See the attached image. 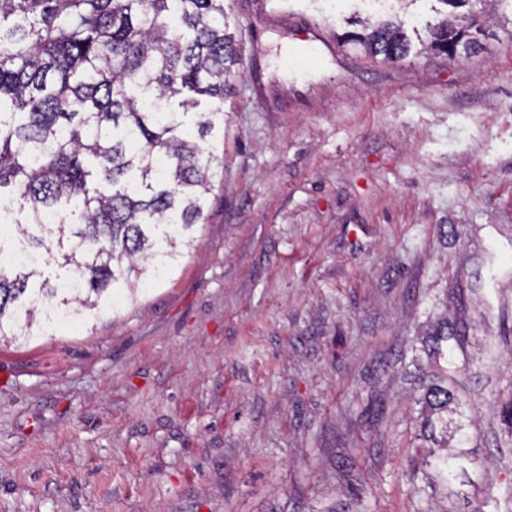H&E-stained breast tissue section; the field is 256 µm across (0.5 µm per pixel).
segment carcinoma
Wrapping results in <instances>:
<instances>
[{"mask_svg":"<svg viewBox=\"0 0 512 512\" xmlns=\"http://www.w3.org/2000/svg\"><path fill=\"white\" fill-rule=\"evenodd\" d=\"M224 2L0 0V223L19 229L0 254L38 257L0 267V341L73 311L77 322L102 316L142 260L154 283L177 266L212 190L224 89L239 64ZM464 37L444 22L429 47L446 54ZM357 41L385 60L410 50L398 19ZM462 344L444 324L428 353L446 358ZM452 400L446 386L423 387L422 429H448L440 413ZM469 464L459 452L435 468L448 480ZM488 507L512 512V490L475 512Z\"/></svg>","mask_w":512,"mask_h":512,"instance_id":"obj_1","label":"carcinoma"}]
</instances>
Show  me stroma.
Listing matches in <instances>:
<instances>
[{
  "mask_svg": "<svg viewBox=\"0 0 512 512\" xmlns=\"http://www.w3.org/2000/svg\"><path fill=\"white\" fill-rule=\"evenodd\" d=\"M231 13L214 189L174 274L0 346V512H472L512 488V0H389L394 62L351 39L369 0ZM442 20L476 47L426 50ZM312 25L335 51L304 72ZM444 320L476 467L425 500ZM462 344L463 335L453 329L448 330L447 322L429 337L428 353L438 359L442 356L447 359L448 353H451L455 347H461ZM454 399L448 386L430 384L423 387L422 392L417 399L420 404V413L422 416V429L427 430L433 435L437 428V422L441 424L440 428L448 433V418L444 420L439 414L448 413V404ZM437 415L436 418L434 416ZM443 430V432H444Z\"/></svg>",
  "mask_w": 512,
  "mask_h": 512,
  "instance_id": "1",
  "label": "stroma"
}]
</instances>
